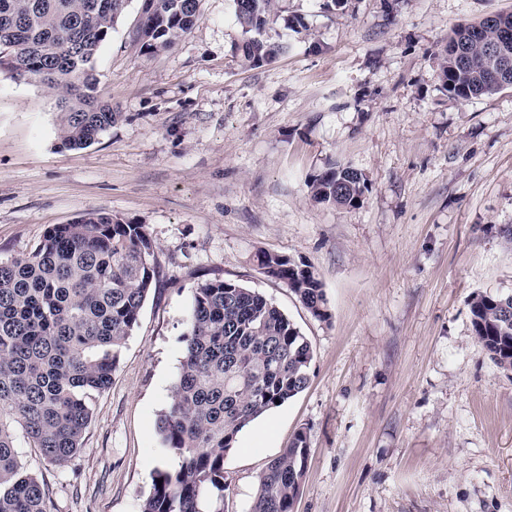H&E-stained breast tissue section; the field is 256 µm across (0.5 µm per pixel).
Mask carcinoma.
Masks as SVG:
<instances>
[{
  "instance_id": "carcinoma-1",
  "label": "carcinoma",
  "mask_w": 512,
  "mask_h": 512,
  "mask_svg": "<svg viewBox=\"0 0 512 512\" xmlns=\"http://www.w3.org/2000/svg\"><path fill=\"white\" fill-rule=\"evenodd\" d=\"M244 39L237 50L259 67L288 51L266 30L276 0H233ZM128 0H0V70L56 92L63 148H84L120 113L97 95L94 59ZM200 20V0H143L137 39L145 54L171 48ZM475 24L456 26L439 73L448 97L498 91L496 81L457 59L479 58ZM320 203L355 207L361 172L334 163L308 182ZM265 273L282 280L313 315L327 317L322 282L304 263L264 253ZM154 245L140 224L90 210L56 224L26 256L0 260V512H50L47 485L20 472L15 428L56 466L81 447L89 399L112 385L121 349L156 279ZM503 295L471 299L475 335L495 364L512 371V321ZM184 357L171 405L159 419L177 465L160 469L142 512H224V455L253 420L302 393L313 357L288 316L259 292L215 279L195 289L182 334ZM309 443L298 432L259 479L250 512H294Z\"/></svg>"
}]
</instances>
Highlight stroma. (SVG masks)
<instances>
[{"label":"stroma","mask_w":512,"mask_h":512,"mask_svg":"<svg viewBox=\"0 0 512 512\" xmlns=\"http://www.w3.org/2000/svg\"><path fill=\"white\" fill-rule=\"evenodd\" d=\"M141 4L96 57L119 118L88 147H60L56 94L0 72V259L89 210L143 225L155 246L157 285L81 448L60 467L15 440L53 512H141L175 465L157 421L194 290L215 278L272 300L313 350L308 387L225 455L224 512H249L300 431L296 512H512V374L469 307L512 293V88L439 89L451 30L512 0H278L272 33L290 48L260 67L236 50L233 0H201L192 30L151 55ZM330 161L364 174L362 204L311 198ZM264 252L312 267L327 318L264 273Z\"/></svg>","instance_id":"stroma-1"}]
</instances>
